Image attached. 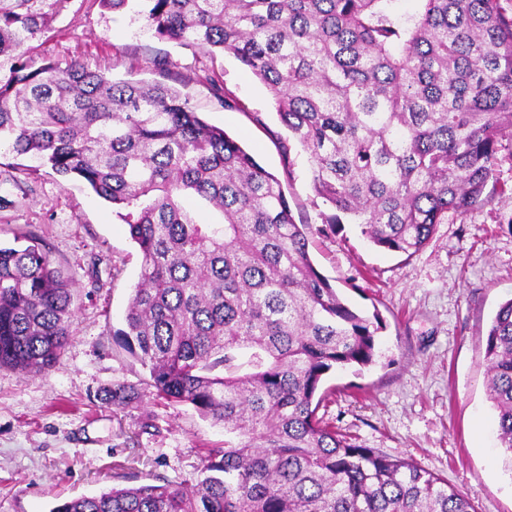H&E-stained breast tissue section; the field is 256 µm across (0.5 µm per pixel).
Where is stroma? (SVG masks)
I'll use <instances>...</instances> for the list:
<instances>
[{"label":"stroma","mask_w":512,"mask_h":512,"mask_svg":"<svg viewBox=\"0 0 512 512\" xmlns=\"http://www.w3.org/2000/svg\"><path fill=\"white\" fill-rule=\"evenodd\" d=\"M27 59L34 69L77 59L116 79L179 90L204 120L281 178L297 222L318 224L306 151L289 137L266 87L232 56L159 39L134 12L67 0ZM213 75L242 109L223 106ZM14 161L1 147L0 242L42 240L72 281L75 315L70 341L48 372L0 368V512H49L75 496L161 477L194 483L205 449L223 446V427L149 393L126 406L100 400L104 390L147 376L112 336L140 265L126 224L80 181L62 180L29 157L21 176ZM496 177L483 206L449 216L414 255L376 248L354 224L315 237L310 248L314 266L346 303L381 323L373 364L331 373L332 394L320 414L358 444L462 490L474 512H512V454L499 444L486 392L487 332L512 299L508 153Z\"/></svg>","instance_id":"35a3bbf8"}]
</instances>
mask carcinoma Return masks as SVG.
I'll return each instance as SVG.
<instances>
[{"label":"carcinoma","mask_w":512,"mask_h":512,"mask_svg":"<svg viewBox=\"0 0 512 512\" xmlns=\"http://www.w3.org/2000/svg\"><path fill=\"white\" fill-rule=\"evenodd\" d=\"M67 0H0V144L125 211L140 254L117 346L156 398L224 426L195 483L69 498L50 512H473L417 465L318 416L337 367H366L376 328L314 267L341 224L413 255L448 215L483 205L512 146V15L500 0H142L161 39L233 55L308 153L321 225L175 88L114 81L79 60L32 70L29 43ZM223 216L200 224L186 206ZM72 292L38 242L0 245V367L43 373L70 339ZM488 399L512 453V299L486 339ZM140 388L117 384L112 404Z\"/></svg>","instance_id":"1"}]
</instances>
